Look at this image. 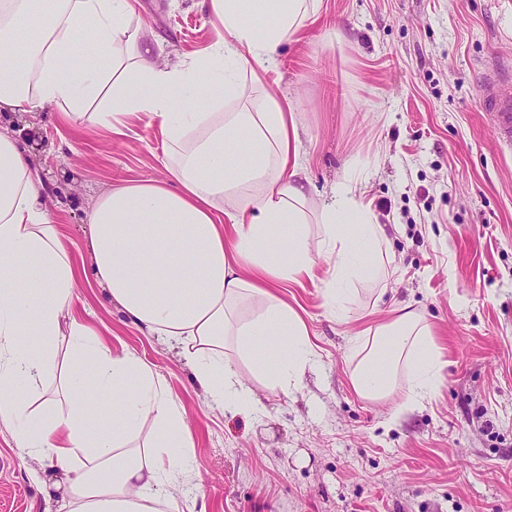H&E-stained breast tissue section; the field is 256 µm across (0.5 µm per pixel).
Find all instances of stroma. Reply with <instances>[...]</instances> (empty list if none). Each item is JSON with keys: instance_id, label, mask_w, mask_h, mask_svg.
Listing matches in <instances>:
<instances>
[{"instance_id": "35a3bbf8", "label": "stroma", "mask_w": 512, "mask_h": 512, "mask_svg": "<svg viewBox=\"0 0 512 512\" xmlns=\"http://www.w3.org/2000/svg\"><path fill=\"white\" fill-rule=\"evenodd\" d=\"M132 3L134 26L168 65L219 37L200 0ZM497 57L512 59V0H320L275 71H238L244 93L218 111L257 107L269 93L293 107L314 202L336 182L359 183L387 230L390 274L358 282L339 315L321 283L279 288L317 357L291 391L258 389L256 413L209 406L175 350L130 323L104 288L80 286L76 316L113 351L153 366L186 412L197 460L177 477L180 512H512V152L479 98ZM0 132L28 155L78 259L99 196L165 173L162 136L144 112L115 136L59 107L31 124L1 109ZM399 303L431 324L441 378L413 405L399 391L363 400L349 380L350 339ZM57 479L0 425V512H43Z\"/></svg>"}]
</instances>
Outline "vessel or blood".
<instances>
[{
  "mask_svg": "<svg viewBox=\"0 0 512 512\" xmlns=\"http://www.w3.org/2000/svg\"><path fill=\"white\" fill-rule=\"evenodd\" d=\"M479 96L496 140L512 149V70L504 62L488 68Z\"/></svg>",
  "mask_w": 512,
  "mask_h": 512,
  "instance_id": "1",
  "label": "vessel or blood"
}]
</instances>
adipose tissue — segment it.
Here are the masks:
<instances>
[{"instance_id":"ef3b65f1","label":"adipose tissue","mask_w":512,"mask_h":512,"mask_svg":"<svg viewBox=\"0 0 512 512\" xmlns=\"http://www.w3.org/2000/svg\"><path fill=\"white\" fill-rule=\"evenodd\" d=\"M318 2L206 0L223 36L169 67L133 26L131 0H0V108L64 106L70 117L112 128L146 112L167 158L166 177L98 198L83 265L51 224L29 159L0 133V423L17 447L63 476L59 512H177L176 477L196 460L184 412L160 375L112 352L84 323L63 324L83 279L105 287L146 335L177 346L210 404L249 414L255 385L289 391L315 356L305 321L276 287L322 279L336 309L354 282L383 275L385 230L357 185L339 182L312 207L299 122L277 95L254 112L203 109L240 93L235 68L273 69ZM85 43L105 65L70 66ZM136 85L149 95L134 94ZM242 141L244 162L235 156ZM321 255L329 261L322 275ZM353 342L360 359L350 383L361 398L386 399L401 384L414 402L436 388L440 352L409 306ZM62 352L66 407L34 411L33 395ZM241 359L254 386L239 376ZM90 386L98 403L87 398Z\"/></svg>"}]
</instances>
